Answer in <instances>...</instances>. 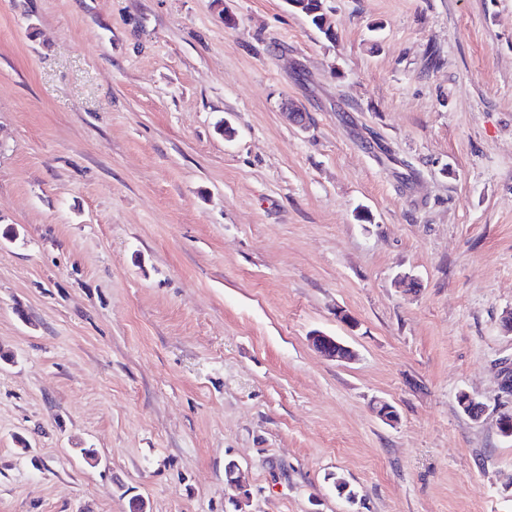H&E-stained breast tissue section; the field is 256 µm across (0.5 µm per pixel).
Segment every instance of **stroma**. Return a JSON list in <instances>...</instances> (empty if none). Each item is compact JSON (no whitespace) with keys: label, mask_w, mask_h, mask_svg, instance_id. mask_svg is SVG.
Segmentation results:
<instances>
[{"label":"stroma","mask_w":512,"mask_h":512,"mask_svg":"<svg viewBox=\"0 0 512 512\" xmlns=\"http://www.w3.org/2000/svg\"><path fill=\"white\" fill-rule=\"evenodd\" d=\"M323 6L0 0V512H512V0ZM290 3L296 8H301L295 10L290 7L292 11L303 14L309 18L311 23L325 36L328 34V31L331 29V24L328 22L326 14L323 12L322 0H302L303 7L299 5L296 0H290ZM325 26L327 27L326 31L323 29ZM311 347L321 356L336 362H348L355 356L351 347L342 343L333 336L315 332L309 336Z\"/></svg>","instance_id":"obj_1"}]
</instances>
